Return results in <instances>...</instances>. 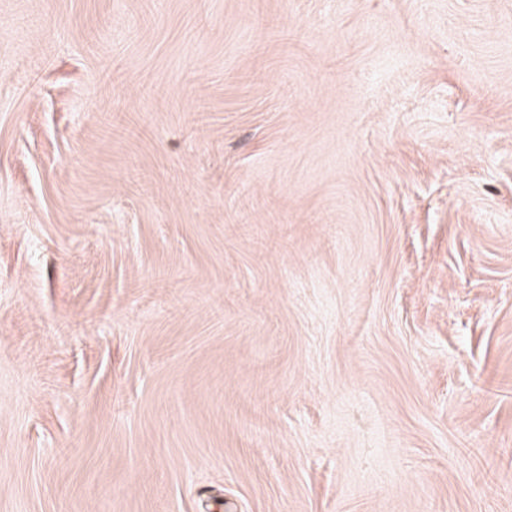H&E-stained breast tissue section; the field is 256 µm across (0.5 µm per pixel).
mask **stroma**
I'll return each instance as SVG.
<instances>
[{"mask_svg":"<svg viewBox=\"0 0 512 512\" xmlns=\"http://www.w3.org/2000/svg\"><path fill=\"white\" fill-rule=\"evenodd\" d=\"M0 512H512V0H0Z\"/></svg>","mask_w":512,"mask_h":512,"instance_id":"1","label":"stroma"}]
</instances>
